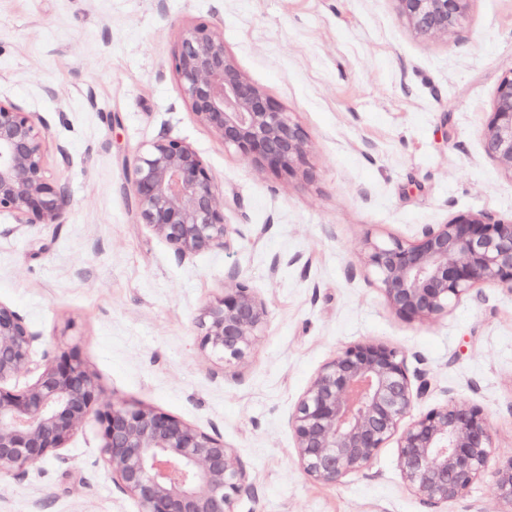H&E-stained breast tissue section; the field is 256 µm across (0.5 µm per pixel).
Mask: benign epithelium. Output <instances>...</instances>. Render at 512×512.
I'll list each match as a JSON object with an SVG mask.
<instances>
[{
	"label": "benign epithelium",
	"mask_w": 512,
	"mask_h": 512,
	"mask_svg": "<svg viewBox=\"0 0 512 512\" xmlns=\"http://www.w3.org/2000/svg\"><path fill=\"white\" fill-rule=\"evenodd\" d=\"M419 38L448 40L470 0H395ZM179 92L197 120L227 148L264 170L289 178L308 164L310 145L292 113L255 86L238 67L213 23L185 27L170 59ZM44 121L0 101V214L20 226L59 224L68 185L46 157ZM485 154L512 178V73L500 80L482 134ZM130 193L139 223L163 238L178 259L221 249L229 237L226 200L209 168L187 142L159 135L135 155ZM361 263L390 308L433 324L485 286L512 291V221L487 213H459L426 224L413 241L364 240ZM267 308L239 272L224 276V293L211 302L198 328L201 346L225 364H239L254 348ZM39 336L25 318L0 302V477L19 478L61 457L89 419L100 430V453L112 480L141 512H233L251 490L241 460L216 434L158 409L105 401L77 352L33 359ZM21 371L35 374L23 389L7 386ZM432 388L410 372L399 351L379 342L345 346L317 372L289 419L298 462L307 476L335 483L365 472L378 451L397 439L401 476L430 509L463 497L488 474L512 507V459L495 462L493 432L482 408L445 403L404 420Z\"/></svg>",
	"instance_id": "benign-epithelium-1"
}]
</instances>
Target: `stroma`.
Returning a JSON list of instances; mask_svg holds the SVG:
<instances>
[{
  "instance_id": "1",
  "label": "stroma",
  "mask_w": 512,
  "mask_h": 512,
  "mask_svg": "<svg viewBox=\"0 0 512 512\" xmlns=\"http://www.w3.org/2000/svg\"><path fill=\"white\" fill-rule=\"evenodd\" d=\"M208 20L249 79L293 113L308 174L285 180L200 124L169 59L181 31ZM512 72V0H471L457 39L416 37L394 0H0V100L46 123L70 200L62 223L0 215V302L37 334L35 357L76 351L107 399L157 408L218 434L251 493L234 512H427L398 448L335 483L309 478L289 418L343 346L402 352L433 386L422 415L454 397L488 413L494 458H512V292L486 287L436 323L392 311L359 265L367 237H417L462 212L512 219V178L482 133ZM185 140L231 202L228 245L178 260L138 223L136 150ZM236 268L268 309L244 363L200 345L196 321ZM88 422L62 458L0 479V512H139ZM491 476L441 512H502Z\"/></svg>"
}]
</instances>
